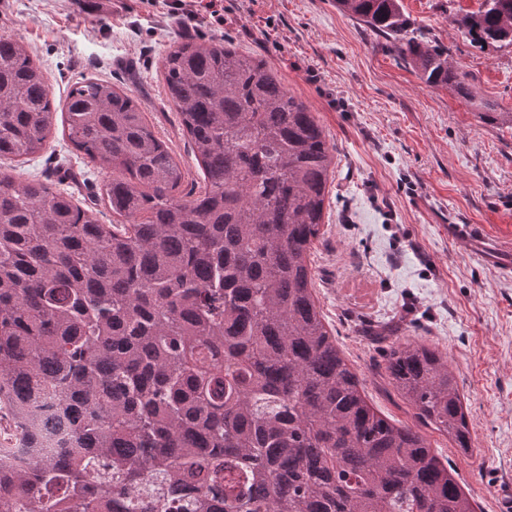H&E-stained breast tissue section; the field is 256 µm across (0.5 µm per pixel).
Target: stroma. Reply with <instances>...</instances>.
Masks as SVG:
<instances>
[{
	"label": "stroma",
	"instance_id": "stroma-1",
	"mask_svg": "<svg viewBox=\"0 0 512 512\" xmlns=\"http://www.w3.org/2000/svg\"><path fill=\"white\" fill-rule=\"evenodd\" d=\"M480 0H403L448 49L478 98L512 112V48H475L454 20ZM217 16L172 15L164 0H0V36L20 40L64 104L85 78L140 104L185 174L203 173L164 91L175 42L228 41L264 59L314 112L336 155L332 190L310 254L314 294L336 344L381 416L423 435L448 460L477 512H500L512 487V276L457 239L455 224L512 232V124H486L477 105L426 85L384 39L334 0H217ZM16 181L45 179L118 224L99 194L112 173L68 139L55 115L41 153L1 159ZM446 354L464 396L474 451L422 424L386 372L393 342Z\"/></svg>",
	"mask_w": 512,
	"mask_h": 512
}]
</instances>
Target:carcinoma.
<instances>
[{
  "label": "carcinoma",
  "mask_w": 512,
  "mask_h": 512,
  "mask_svg": "<svg viewBox=\"0 0 512 512\" xmlns=\"http://www.w3.org/2000/svg\"><path fill=\"white\" fill-rule=\"evenodd\" d=\"M429 86L479 107L472 85L402 0H336ZM479 48L512 47V0L456 20ZM205 188L140 106L85 79L68 138L113 171L101 224L71 193L0 172V412L34 427L57 399L78 452L0 462L10 512H474L420 434L379 416L325 325L308 261L334 174L314 113L261 60L185 40L162 57ZM40 66L0 37V158L46 149ZM419 418L472 452L448 359L391 349Z\"/></svg>",
  "instance_id": "1"
}]
</instances>
